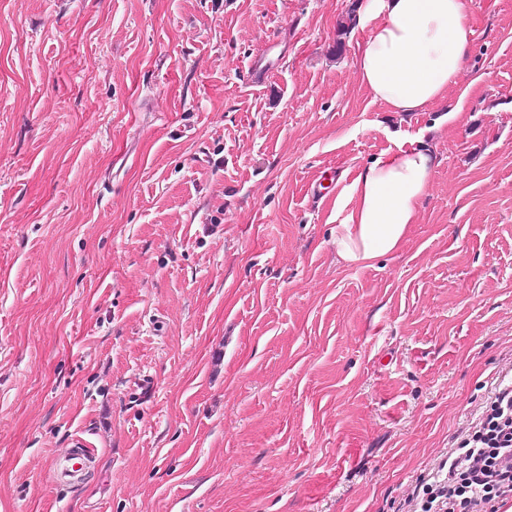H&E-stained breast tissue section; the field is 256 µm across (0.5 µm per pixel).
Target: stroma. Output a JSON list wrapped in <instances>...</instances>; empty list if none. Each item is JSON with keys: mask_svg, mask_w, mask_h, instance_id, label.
<instances>
[{"mask_svg": "<svg viewBox=\"0 0 512 512\" xmlns=\"http://www.w3.org/2000/svg\"><path fill=\"white\" fill-rule=\"evenodd\" d=\"M355 3L0 0V512H400L486 399L512 0H467L461 78L413 114L361 88ZM416 140L407 241L344 265L342 188Z\"/></svg>", "mask_w": 512, "mask_h": 512, "instance_id": "stroma-1", "label": "stroma"}]
</instances>
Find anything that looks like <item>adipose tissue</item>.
Instances as JSON below:
<instances>
[{
	"label": "adipose tissue",
	"mask_w": 512,
	"mask_h": 512,
	"mask_svg": "<svg viewBox=\"0 0 512 512\" xmlns=\"http://www.w3.org/2000/svg\"><path fill=\"white\" fill-rule=\"evenodd\" d=\"M358 24L360 84L373 101L403 113L446 97L474 35L466 0H360ZM438 166L426 145L386 151L362 166L336 202L338 258L362 266L401 247Z\"/></svg>",
	"instance_id": "ef3b65f1"
}]
</instances>
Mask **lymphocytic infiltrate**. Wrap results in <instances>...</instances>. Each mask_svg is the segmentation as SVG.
I'll return each mask as SVG.
<instances>
[{
    "label": "lymphocytic infiltrate",
    "instance_id": "1",
    "mask_svg": "<svg viewBox=\"0 0 512 512\" xmlns=\"http://www.w3.org/2000/svg\"><path fill=\"white\" fill-rule=\"evenodd\" d=\"M512 503V364L404 500L405 512H504Z\"/></svg>",
    "mask_w": 512,
    "mask_h": 512
}]
</instances>
